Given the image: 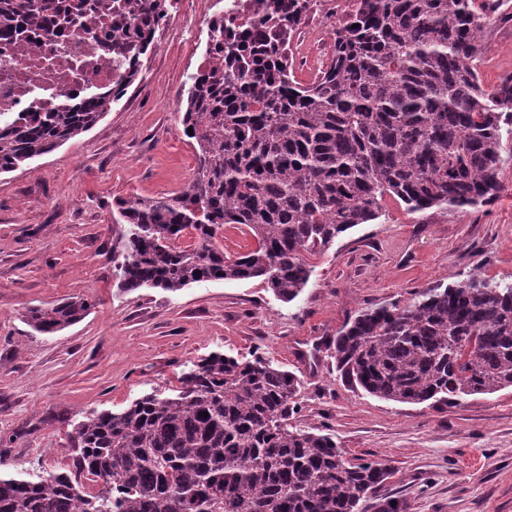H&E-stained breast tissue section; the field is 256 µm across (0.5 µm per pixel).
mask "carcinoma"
Returning a JSON list of instances; mask_svg holds the SVG:
<instances>
[{
    "instance_id": "carcinoma-1",
    "label": "carcinoma",
    "mask_w": 512,
    "mask_h": 512,
    "mask_svg": "<svg viewBox=\"0 0 512 512\" xmlns=\"http://www.w3.org/2000/svg\"><path fill=\"white\" fill-rule=\"evenodd\" d=\"M265 9L224 43L211 73L190 77L183 131L197 174L175 195L115 203L118 288L178 291L210 280L262 279L283 301L310 279L305 256L380 217L387 196L411 212H467L494 199L512 78L488 90L477 60L494 0H353L333 25L329 61L295 78L290 41L317 0H262ZM171 0H114L117 51L144 58L151 22ZM16 9L40 23L44 0ZM118 88L57 112H26L0 127V173L18 170L89 131ZM237 224L252 250L224 255L216 237ZM191 235L193 243L179 241ZM92 304L30 308L53 334ZM341 378L378 398L446 405L512 388V283L472 275L409 302L366 308L334 343ZM300 380L260 355L212 353L174 395L154 390L127 408L74 425L73 467L0 474V512H359L388 472L352 463L332 435L288 427ZM207 416H202V413Z\"/></svg>"
}]
</instances>
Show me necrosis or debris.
Segmentation results:
<instances>
[{
  "mask_svg": "<svg viewBox=\"0 0 512 512\" xmlns=\"http://www.w3.org/2000/svg\"><path fill=\"white\" fill-rule=\"evenodd\" d=\"M83 1L80 33L62 20L35 28L21 12L11 28L0 27V125L17 113L53 112L114 87L109 0Z\"/></svg>",
  "mask_w": 512,
  "mask_h": 512,
  "instance_id": "4bbe7bcc",
  "label": "necrosis or debris"
}]
</instances>
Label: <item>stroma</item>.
Listing matches in <instances>:
<instances>
[{
	"instance_id": "stroma-1",
	"label": "stroma",
	"mask_w": 512,
	"mask_h": 512,
	"mask_svg": "<svg viewBox=\"0 0 512 512\" xmlns=\"http://www.w3.org/2000/svg\"><path fill=\"white\" fill-rule=\"evenodd\" d=\"M321 3L295 40L302 81L332 52L329 16L350 6ZM206 40L201 17L186 13L91 130L0 175V472L66 468L76 420L178 388L188 365L210 353H258L302 382L292 426L328 431L352 461L389 468L361 512H386L393 500L402 512H512V388L445 407L394 403L341 379L332 356L360 309L403 304L474 273L512 282V133L492 202L412 213L386 198L380 219L308 256L310 281L293 301L259 279L118 289L116 200L180 191L197 169L180 113ZM482 42L478 69L490 89L512 78V20L490 18ZM76 297L92 304L80 322L52 335L27 325L29 308Z\"/></svg>"
}]
</instances>
